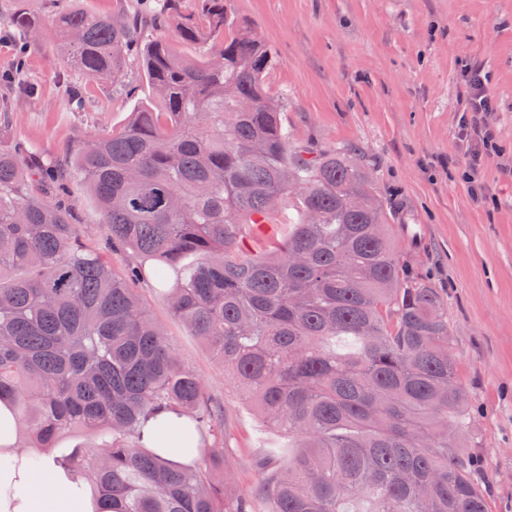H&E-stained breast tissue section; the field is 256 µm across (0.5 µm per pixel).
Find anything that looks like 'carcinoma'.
<instances>
[{"mask_svg": "<svg viewBox=\"0 0 512 512\" xmlns=\"http://www.w3.org/2000/svg\"><path fill=\"white\" fill-rule=\"evenodd\" d=\"M179 45L143 38L137 15L57 9L63 62L117 81L138 61L162 108L77 143L73 170L100 210L104 249L139 263L119 276L86 245L48 161L0 150V398L26 448L96 437L66 462L112 512H487L470 447L448 303L406 274L387 226L398 207L344 146L288 134L265 78L271 49L231 0H154ZM7 23L28 38L23 5ZM250 99L253 108L239 109ZM261 224L269 245L246 250ZM152 279L171 311L232 373L288 442L264 448L254 496L218 477L224 449L176 467L143 448L144 420L187 415L202 448L224 417L130 281Z\"/></svg>", "mask_w": 512, "mask_h": 512, "instance_id": "obj_1", "label": "carcinoma"}]
</instances>
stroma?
<instances>
[{
    "instance_id": "obj_1",
    "label": "stroma",
    "mask_w": 512,
    "mask_h": 512,
    "mask_svg": "<svg viewBox=\"0 0 512 512\" xmlns=\"http://www.w3.org/2000/svg\"><path fill=\"white\" fill-rule=\"evenodd\" d=\"M25 2L45 23L27 45L4 23L15 0H0V76L18 79L0 147L64 166L73 143L95 129L122 128L133 108L153 98L138 67L118 86L66 68L48 25L53 0ZM232 8L276 57L266 84L285 99L292 139L358 149L379 193L402 201L394 241L413 273L448 301L488 512H512V0H232ZM466 63L480 68L492 99L486 119L496 147L483 157L481 201L461 178ZM28 85L34 96L21 94ZM70 85L83 97L69 96ZM67 204L84 241L101 243L100 213L79 183H71ZM136 292L222 408L216 445L238 490H252L263 475L259 451L275 440L270 424L153 283Z\"/></svg>"
}]
</instances>
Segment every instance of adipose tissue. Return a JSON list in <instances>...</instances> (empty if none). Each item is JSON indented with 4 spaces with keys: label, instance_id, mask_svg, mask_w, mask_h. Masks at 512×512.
Here are the masks:
<instances>
[{
    "label": "adipose tissue",
    "instance_id": "adipose-tissue-1",
    "mask_svg": "<svg viewBox=\"0 0 512 512\" xmlns=\"http://www.w3.org/2000/svg\"><path fill=\"white\" fill-rule=\"evenodd\" d=\"M191 421L176 410H164L144 421L141 441L167 461L195 464L194 447H161L160 433L190 430ZM17 418L11 403L0 401V512H105L102 497L77 478L61 456L34 457L19 448Z\"/></svg>",
    "mask_w": 512,
    "mask_h": 512
}]
</instances>
